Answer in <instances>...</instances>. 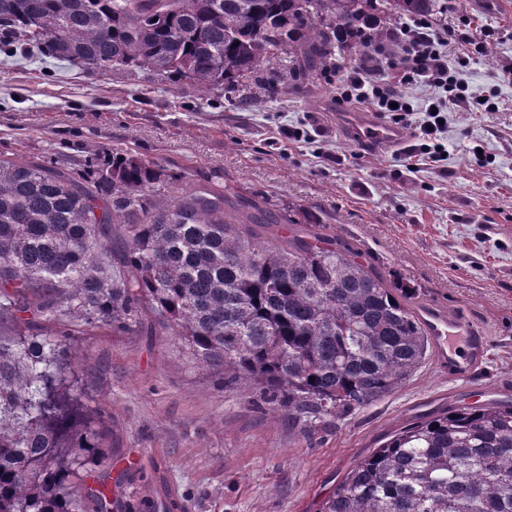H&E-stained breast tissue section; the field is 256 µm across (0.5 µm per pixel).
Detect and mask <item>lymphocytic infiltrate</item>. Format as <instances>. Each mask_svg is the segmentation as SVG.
Returning <instances> with one entry per match:
<instances>
[{
    "label": "lymphocytic infiltrate",
    "mask_w": 512,
    "mask_h": 512,
    "mask_svg": "<svg viewBox=\"0 0 512 512\" xmlns=\"http://www.w3.org/2000/svg\"><path fill=\"white\" fill-rule=\"evenodd\" d=\"M392 38L401 47L397 59L374 60L350 75L341 93L347 101H356L378 112H391L395 122H403L413 110L405 95L406 87L417 83L431 90L429 108L424 120L417 125L420 142L418 154L424 161L440 162L441 144L450 112L464 109L471 112H492L497 108L494 96L473 95L468 83L448 64V48L457 43L467 53H483L486 39H472L456 33L449 27L438 28L425 17L411 19L393 33Z\"/></svg>",
    "instance_id": "obj_1"
}]
</instances>
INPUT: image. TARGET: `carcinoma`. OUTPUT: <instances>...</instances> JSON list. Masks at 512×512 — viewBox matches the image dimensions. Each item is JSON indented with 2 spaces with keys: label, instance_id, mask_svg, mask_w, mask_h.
Returning <instances> with one entry per match:
<instances>
[{
  "label": "carcinoma",
  "instance_id": "1",
  "mask_svg": "<svg viewBox=\"0 0 512 512\" xmlns=\"http://www.w3.org/2000/svg\"><path fill=\"white\" fill-rule=\"evenodd\" d=\"M439 0H0V31L60 62L145 69L201 90H267L366 47ZM164 169L130 152L93 183L0 158V512H107L106 420L88 413L66 337L33 332L76 316L131 329L150 318L190 357L261 384L288 415H342L395 392L427 338L415 290L315 230L267 246L277 223L256 200L229 204L214 181L169 202ZM128 245L112 249V236ZM320 512H512V404L461 407L408 425L360 461Z\"/></svg>",
  "mask_w": 512,
  "mask_h": 512
}]
</instances>
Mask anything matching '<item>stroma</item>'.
I'll list each match as a JSON object with an SVG mask.
<instances>
[{"mask_svg": "<svg viewBox=\"0 0 512 512\" xmlns=\"http://www.w3.org/2000/svg\"><path fill=\"white\" fill-rule=\"evenodd\" d=\"M435 14L457 32L495 30L483 57H448L470 89L496 95L494 112L449 113L448 153L410 166L417 144L363 141L348 123L363 104L340 101L353 69L400 53L389 30L336 69L289 80L275 96L265 71L201 91L149 71L73 67L0 41V157L87 177L99 159L130 151L171 175L173 199L221 174L230 200L265 202L280 222L314 217L385 277L416 288L417 304L460 315L487 353L465 379L433 354L393 394L340 416L305 421L268 401L249 378L198 365L171 331L83 327L69 342L89 412L108 418L112 496L136 502L157 489L180 512H319L338 482L401 428L429 413L512 403V0H443ZM301 132L300 140L288 131Z\"/></svg>", "mask_w": 512, "mask_h": 512, "instance_id": "stroma-1", "label": "stroma"}]
</instances>
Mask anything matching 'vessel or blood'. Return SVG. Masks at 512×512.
<instances>
[{
  "instance_id": "1",
  "label": "vessel or blood",
  "mask_w": 512,
  "mask_h": 512,
  "mask_svg": "<svg viewBox=\"0 0 512 512\" xmlns=\"http://www.w3.org/2000/svg\"><path fill=\"white\" fill-rule=\"evenodd\" d=\"M351 122L362 137L383 145H396L402 138L400 129L368 120L362 114L353 116ZM417 315L433 343L439 363L447 365L450 376L469 375L484 357L485 343L480 332L462 318L449 317L429 307L420 308Z\"/></svg>"
}]
</instances>
